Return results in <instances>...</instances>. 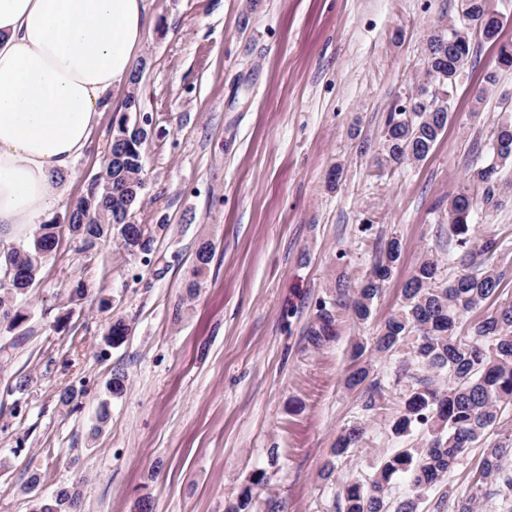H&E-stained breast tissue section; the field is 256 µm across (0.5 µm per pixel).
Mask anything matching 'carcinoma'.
Listing matches in <instances>:
<instances>
[{"mask_svg": "<svg viewBox=\"0 0 512 512\" xmlns=\"http://www.w3.org/2000/svg\"><path fill=\"white\" fill-rule=\"evenodd\" d=\"M500 21L487 0H462L458 22L440 26L427 39L424 79L398 109L389 113L376 166L383 170L428 157L448 126L449 101L456 80L466 64L477 34L489 42L498 39ZM140 66H135L123 100V108L139 103ZM144 143L131 126L117 121L112 130L110 155L103 171L87 184L85 193L68 213V232L78 250L90 252L111 238L119 251L140 258L148 266L154 253L155 228L133 224L130 215L138 207L143 189ZM488 159L469 172L466 184L448 200V230L456 243L452 263L457 272L441 282L439 264L425 257L415 266L402 288L400 308L381 325L374 351H397L412 339L409 363L416 373L406 398L392 422L393 433L408 438L425 433L420 446L409 445L382 457L371 479L345 481L335 503L336 512H420V493L432 491L474 445L500 423L501 407L512 402V297H502L505 272L496 260L512 252L506 237L495 231L480 233L474 216L501 207L507 187L501 168L512 162V119L494 128L487 146ZM57 224H40L26 245L13 249L0 262L17 268L9 287L0 289V307L8 309L11 329L25 319L19 299L36 283L42 265L58 240ZM400 242L388 241L378 262L353 294H339L332 304H319L308 342L320 347L336 335L337 310L345 309L358 321L368 320L384 283L400 259ZM214 258V247L202 242L186 279V294L196 295ZM494 300L492 308L483 305ZM481 315L474 321L466 316ZM130 330L122 319L114 321L102 336V349L121 346ZM363 345L352 348L351 367L345 386H366L363 410L372 413L389 402L385 386L367 382L370 371L363 362ZM448 378L441 383L439 376ZM366 430L360 424L343 429L331 448L334 457L362 445ZM399 482L409 493L393 497ZM40 476L31 474L22 491L31 496V512H77L74 489L60 487L39 495ZM512 498V431L483 448L471 493L454 497L455 512H480L492 496Z\"/></svg>", "mask_w": 512, "mask_h": 512, "instance_id": "1", "label": "carcinoma"}]
</instances>
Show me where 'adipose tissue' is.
Returning a JSON list of instances; mask_svg holds the SVG:
<instances>
[{
  "mask_svg": "<svg viewBox=\"0 0 512 512\" xmlns=\"http://www.w3.org/2000/svg\"><path fill=\"white\" fill-rule=\"evenodd\" d=\"M146 10V0H0V242L58 201V176L128 85Z\"/></svg>",
  "mask_w": 512,
  "mask_h": 512,
  "instance_id": "1",
  "label": "adipose tissue"
}]
</instances>
